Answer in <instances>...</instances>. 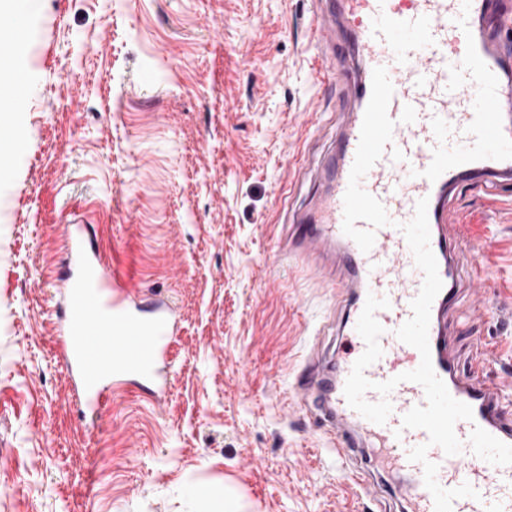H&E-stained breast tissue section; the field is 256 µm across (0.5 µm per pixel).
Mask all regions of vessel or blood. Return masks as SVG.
<instances>
[{
  "instance_id": "b4317fda",
  "label": "vessel or blood",
  "mask_w": 512,
  "mask_h": 512,
  "mask_svg": "<svg viewBox=\"0 0 512 512\" xmlns=\"http://www.w3.org/2000/svg\"><path fill=\"white\" fill-rule=\"evenodd\" d=\"M512 29V13L492 0H321L312 33L321 72L335 74L345 116L336 152L326 168L328 187L315 204L312 223L298 225L292 239L300 255H316L329 246L342 251L346 280L339 293L351 295L345 322L346 346L336 367L318 359L298 370L291 394L311 407L330 434L336 460L351 488L362 497L378 495L372 479L379 463L405 475L399 492L411 512H434L421 463L410 461L413 447L427 444L422 429L402 426L404 415L426 403L424 388L398 384L389 396L392 412L378 425L353 409L344 386L366 344L356 330L368 295L387 298L375 318L384 332L383 354L366 371L374 382L416 369L419 351L401 342L396 331L412 315L424 275L416 266L401 230L420 199L428 201L430 247L443 286L430 314L429 345L436 375L450 395L472 409V420L458 421L461 453L448 456L428 446V461L438 466L440 486L469 484L475 497L455 499L452 512H512V406L499 384L483 377L481 357L467 367L448 356L440 321L460 294L450 264L464 240L448 223L445 192L463 180L478 189L512 181V45L499 33ZM384 67L393 86L388 115L395 126L379 160L361 187L384 206L391 223L378 228L370 251H362L343 231V197L371 98L372 74ZM67 260L75 274L62 278L67 319L63 345L75 385L93 403H101L109 382L128 376L153 384L162 399L160 376L176 324L167 311L130 308L108 300L118 288L81 230L67 240Z\"/></svg>"
}]
</instances>
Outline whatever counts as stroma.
Here are the masks:
<instances>
[{"mask_svg":"<svg viewBox=\"0 0 512 512\" xmlns=\"http://www.w3.org/2000/svg\"><path fill=\"white\" fill-rule=\"evenodd\" d=\"M315 0H26L7 59L22 102L1 133L0 512H381L354 500L328 438L289 404L312 351L339 360L344 304L278 252L323 187L339 100L312 69ZM488 265L447 318L457 361L475 339L512 396V202L448 199ZM91 221L129 298L170 308L168 391L137 383L98 411L72 398L60 273Z\"/></svg>","mask_w":512,"mask_h":512,"instance_id":"35a3bbf8","label":"stroma"}]
</instances>
